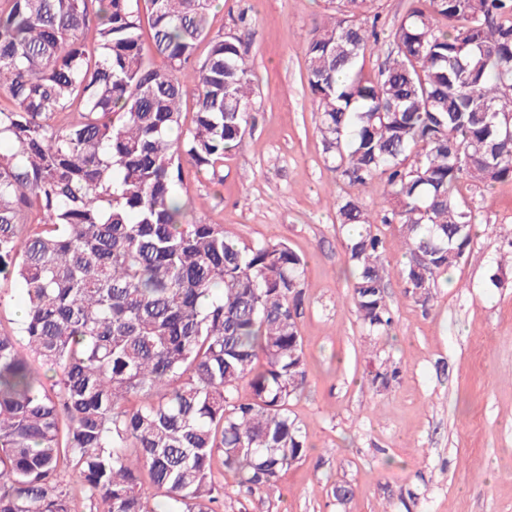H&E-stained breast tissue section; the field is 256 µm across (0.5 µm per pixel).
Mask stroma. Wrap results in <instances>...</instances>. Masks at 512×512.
<instances>
[{
    "label": "stroma",
    "instance_id": "1",
    "mask_svg": "<svg viewBox=\"0 0 512 512\" xmlns=\"http://www.w3.org/2000/svg\"><path fill=\"white\" fill-rule=\"evenodd\" d=\"M251 45L252 126L224 159V181L192 182L196 218L244 244L286 240L305 262L299 319L309 369L291 406L312 445L274 493L227 484L217 512H512V179L464 195L480 221L463 260L429 305L405 296L400 225L381 224L390 334H368L351 299L332 198L344 195L324 164L304 47L326 0H220L212 33L232 28ZM396 365L389 387L377 372ZM353 497L339 502L337 484Z\"/></svg>",
    "mask_w": 512,
    "mask_h": 512
}]
</instances>
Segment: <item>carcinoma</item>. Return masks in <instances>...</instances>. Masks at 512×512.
Returning a JSON list of instances; mask_svg holds the SVG:
<instances>
[{
    "instance_id": "obj_1",
    "label": "carcinoma",
    "mask_w": 512,
    "mask_h": 512,
    "mask_svg": "<svg viewBox=\"0 0 512 512\" xmlns=\"http://www.w3.org/2000/svg\"><path fill=\"white\" fill-rule=\"evenodd\" d=\"M373 2L330 0L305 46L371 334L394 325L376 224L401 225L425 306L479 224L462 186L512 178V0H412L384 37ZM210 4L0 0V277L25 301L0 322V512H216L225 477L269 493L307 456L303 258L184 211L255 109L251 50L210 35Z\"/></svg>"
}]
</instances>
